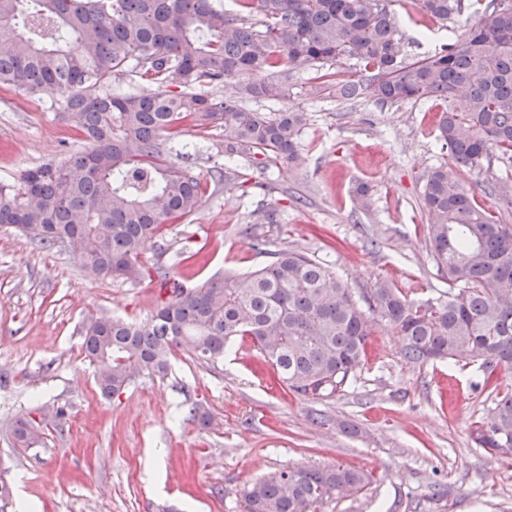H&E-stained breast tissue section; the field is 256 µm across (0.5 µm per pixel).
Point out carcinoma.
<instances>
[{
    "mask_svg": "<svg viewBox=\"0 0 512 512\" xmlns=\"http://www.w3.org/2000/svg\"><path fill=\"white\" fill-rule=\"evenodd\" d=\"M0 0V19L19 20L0 48V82L35 94L68 92L63 115L83 148L0 182V225L44 246L66 245L84 269L102 279L159 286L156 313L138 324L100 316L83 328L82 348L97 372L101 395L122 393L134 376L163 378L173 350L201 365L224 358L227 344L246 339L288 390L309 400L343 394L356 379L371 336V316L401 339L413 366L432 360L479 363L495 407L473 429L491 454L512 455V390L500 372L512 368V224L483 209L457 167L481 172L498 161L490 190L512 206V0H471L473 21L420 60L401 58L402 32L386 0ZM443 24L463 14V0H417ZM354 59L360 78L315 76V90L381 103L434 97L447 103L436 131L454 164L424 177L421 209L448 296L418 302L386 281L363 310L356 292L323 261L284 248L241 276L187 285L141 255L151 242L164 254L167 223L193 213L203 188L191 169L164 157V144L191 122L207 138L224 132V155L263 171L303 161L304 112H254L246 98L288 97L300 72ZM152 77L151 93L114 95L112 80L134 71ZM235 81L216 96L208 86ZM177 90H171V87ZM188 420L212 416L193 402ZM16 444L38 438L32 419L18 418ZM371 473L343 465L281 471L246 486L247 512H316L362 491Z\"/></svg>",
    "mask_w": 512,
    "mask_h": 512,
    "instance_id": "carcinoma-1",
    "label": "carcinoma"
}]
</instances>
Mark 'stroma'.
Returning <instances> with one entry per match:
<instances>
[{"label":"stroma","instance_id":"1","mask_svg":"<svg viewBox=\"0 0 512 512\" xmlns=\"http://www.w3.org/2000/svg\"><path fill=\"white\" fill-rule=\"evenodd\" d=\"M405 59H422L448 41L442 23L415 0H392ZM66 93L31 94L0 83V181L16 180L83 144L62 118ZM260 112H306L303 162L253 172L242 193L244 159L224 157L216 133L189 164L205 188L199 208L169 224L170 253L147 248L148 262L195 251L175 275L198 283L267 264L299 248L329 264L369 296L386 280L418 301L444 295L419 208L424 177L450 162L435 137L442 101L344 102L313 94L298 78L288 98L250 100ZM366 184L369 210L353 190ZM273 220H265L266 212ZM155 283L89 278L63 246L43 248L0 225V479L40 512H246L242 490L288 468L344 465L372 472L359 493L320 512H512V456H493L471 437L494 408L476 364H406L399 338L375 321L357 381L327 402L291 396L248 346L234 343L223 361L197 364L175 351L165 378L141 377L120 396L102 397L81 329L102 313L150 320ZM211 413L202 430L188 401ZM65 408L39 442L16 447L19 416ZM326 424H317V414ZM349 431H342V424Z\"/></svg>","mask_w":512,"mask_h":512}]
</instances>
